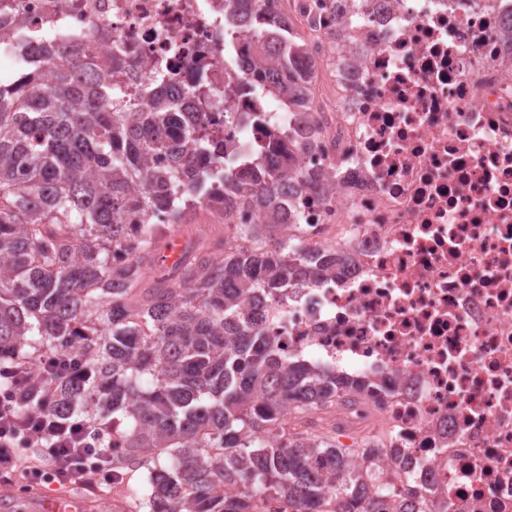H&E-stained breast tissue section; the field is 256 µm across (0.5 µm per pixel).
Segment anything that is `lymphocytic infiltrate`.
<instances>
[{"label":"lymphocytic infiltrate","instance_id":"1","mask_svg":"<svg viewBox=\"0 0 512 512\" xmlns=\"http://www.w3.org/2000/svg\"><path fill=\"white\" fill-rule=\"evenodd\" d=\"M9 380L13 406L0 408V484H12L26 449L38 451L30 473L33 479H47L67 485L89 475L112 479L111 425L90 429L84 420L39 413L28 417L21 413L23 403L17 387L33 382L32 372L23 364L0 368V380Z\"/></svg>","mask_w":512,"mask_h":512}]
</instances>
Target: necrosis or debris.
Listing matches in <instances>:
<instances>
[{
	"mask_svg": "<svg viewBox=\"0 0 512 512\" xmlns=\"http://www.w3.org/2000/svg\"><path fill=\"white\" fill-rule=\"evenodd\" d=\"M285 22L332 103L236 94L262 61L224 0H0V56L19 28L101 54L147 101L164 63L242 177L270 130L305 188L280 187L281 232L336 274L297 279L270 311L290 356L368 381L319 411L366 448L354 512H512V0H250ZM248 113L225 121L224 109ZM264 212L233 200L224 249L249 251Z\"/></svg>",
	"mask_w": 512,
	"mask_h": 512,
	"instance_id": "4bbe7bcc",
	"label": "necrosis or debris"
}]
</instances>
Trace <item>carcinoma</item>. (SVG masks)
Instances as JSON below:
<instances>
[{
	"mask_svg": "<svg viewBox=\"0 0 512 512\" xmlns=\"http://www.w3.org/2000/svg\"><path fill=\"white\" fill-rule=\"evenodd\" d=\"M224 21L245 23L275 55L241 94L277 86L297 105L311 103L310 79L294 67L298 41L258 12L241 17L238 0H224ZM23 40L36 42L56 76L44 84L19 60L24 79L0 81V357L31 359L36 331L47 351L81 365L44 404L59 415L93 401L122 413L115 473L167 457L150 471L149 512H256L268 496L288 500L292 512H344L363 493L357 450L282 435L289 408L366 389L289 357L268 333L288 279L318 272L305 251L281 237L217 260L188 243L168 270L145 280L156 265L157 231L145 223L152 214L179 224L187 202L220 207L233 191L269 214L245 232L262 236L277 224L276 184L302 183L280 157L277 134L236 182L202 133L201 113L177 111L174 90H157L139 107L106 81L112 58L58 47L35 31ZM134 214L144 223L131 238ZM227 484L246 492L228 495Z\"/></svg>",
	"mask_w": 512,
	"mask_h": 512,
	"instance_id": "obj_1",
	"label": "carcinoma"
}]
</instances>
